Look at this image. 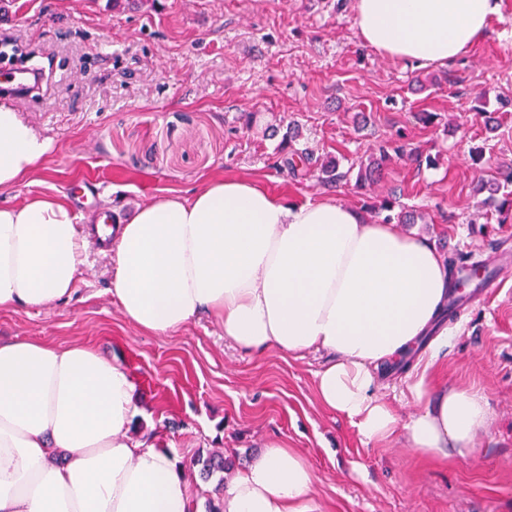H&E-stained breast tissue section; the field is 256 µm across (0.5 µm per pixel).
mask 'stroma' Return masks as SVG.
I'll return each mask as SVG.
<instances>
[{
  "instance_id": "stroma-1",
  "label": "stroma",
  "mask_w": 512,
  "mask_h": 512,
  "mask_svg": "<svg viewBox=\"0 0 512 512\" xmlns=\"http://www.w3.org/2000/svg\"><path fill=\"white\" fill-rule=\"evenodd\" d=\"M41 51L50 80L39 94L11 90L0 62V103L21 112L54 152L44 169L0 193V204L66 196L87 245L71 297L0 311V339L87 345L133 373V438L166 448L198 501L217 479L195 461L222 450L236 465L278 441L316 476L325 512H512V269L486 299L440 319L448 344L431 358L424 336L381 375L379 395L401 415L418 410L409 387L465 386L486 397L491 422L465 460L429 459L404 442L367 443L316 393L322 353L249 354L201 317L163 336L138 331L112 297V255L89 222L167 196L189 197L209 178L240 176L289 201L335 198L378 220L397 195L417 210L415 232L446 256L488 260L512 248L479 191L512 167V0L483 41L447 67L414 69L365 46L353 0H156L124 11L110 0H0V52ZM254 115L243 129V113ZM430 112L423 126L416 115ZM297 124L298 148L358 167L401 140L367 192L293 179L278 168L279 135Z\"/></svg>"
}]
</instances>
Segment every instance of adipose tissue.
Masks as SVG:
<instances>
[{
    "label": "adipose tissue",
    "mask_w": 512,
    "mask_h": 512,
    "mask_svg": "<svg viewBox=\"0 0 512 512\" xmlns=\"http://www.w3.org/2000/svg\"><path fill=\"white\" fill-rule=\"evenodd\" d=\"M502 0H354L365 45L419 68L465 57ZM0 104V192L51 155ZM69 203L0 205V310L68 299L82 244ZM110 292L137 329L165 335L201 313L240 349L330 354L320 402L368 442L399 437L435 459L470 455L490 420L480 393L418 377L421 408L402 418L378 373L407 356L448 304V269L428 238L370 223L337 200L299 205L234 176L169 196L112 229ZM128 368L82 344L0 342V512H190L171 452L130 435L138 409ZM303 456L278 442L218 491L224 512H323Z\"/></svg>",
    "instance_id": "1"
}]
</instances>
